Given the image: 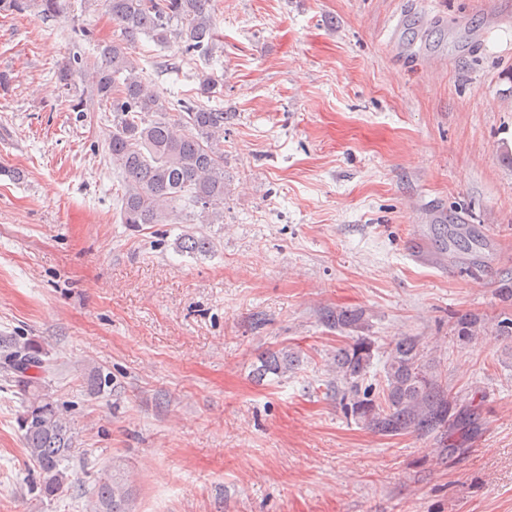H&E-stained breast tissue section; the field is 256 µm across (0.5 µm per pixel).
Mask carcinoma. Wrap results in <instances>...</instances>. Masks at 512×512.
<instances>
[{
    "label": "carcinoma",
    "instance_id": "obj_1",
    "mask_svg": "<svg viewBox=\"0 0 512 512\" xmlns=\"http://www.w3.org/2000/svg\"><path fill=\"white\" fill-rule=\"evenodd\" d=\"M32 3L47 17L60 10V0H0V12H21ZM103 6L121 30L120 39L99 46L100 64L89 78L99 100L112 112L108 151L124 179L122 223L170 224L178 217L174 205L181 201L200 210L201 223L223 222L224 111L202 103L219 94L221 80L212 72H200L198 99L184 103L183 113L176 115L168 100L135 74L131 56L143 35L160 44L183 43L186 53L210 55L218 41L212 0H103ZM178 247L190 255L214 252L208 236L193 232L179 237ZM324 321L352 340L336 351V379L343 384L346 412L380 436L416 434L436 439L448 453L461 450L448 445V435L468 434L474 411L457 405L448 388L421 363L419 337L394 339L383 384L374 393L371 387H362L374 347L370 337L361 335L368 329L363 311L338 309L325 315ZM454 330L467 341L488 335L512 338V313L490 320L462 314ZM0 355L3 369L19 377L22 442L39 468L41 494L52 497L68 480L61 466L73 451L71 419L43 379L28 375L31 369L47 371L38 346L0 337ZM295 361L294 353L284 348L269 351L256 368L257 377L282 376ZM129 500L126 484L111 477L97 485L94 512H129Z\"/></svg>",
    "mask_w": 512,
    "mask_h": 512
}]
</instances>
